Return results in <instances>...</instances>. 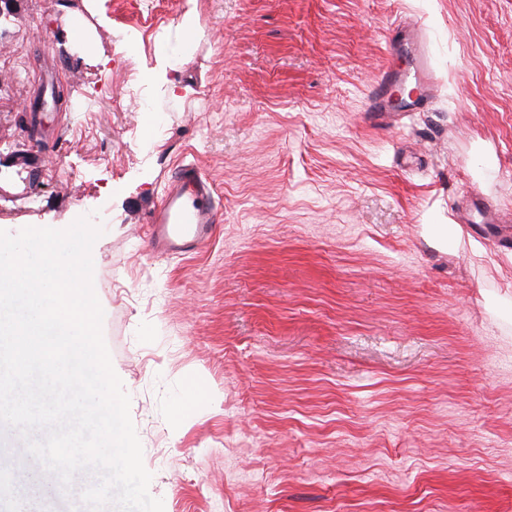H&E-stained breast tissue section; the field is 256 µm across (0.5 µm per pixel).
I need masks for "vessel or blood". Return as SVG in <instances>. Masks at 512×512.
Wrapping results in <instances>:
<instances>
[{"instance_id":"vessel-or-blood-1","label":"vessel or blood","mask_w":512,"mask_h":512,"mask_svg":"<svg viewBox=\"0 0 512 512\" xmlns=\"http://www.w3.org/2000/svg\"><path fill=\"white\" fill-rule=\"evenodd\" d=\"M407 41L412 47V63L420 76L422 88L404 102L405 111L417 112L428 103L432 94L433 65L419 29L407 32L390 31L387 42ZM398 75L386 70L374 92V109L392 111L394 88ZM217 202L211 182L192 165L182 166L172 177L161 205L150 218V239L163 251L187 253L210 240L216 231Z\"/></svg>"}]
</instances>
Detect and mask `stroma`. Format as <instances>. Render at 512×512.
I'll use <instances>...</instances> for the list:
<instances>
[{"label":"stroma","mask_w":512,"mask_h":512,"mask_svg":"<svg viewBox=\"0 0 512 512\" xmlns=\"http://www.w3.org/2000/svg\"><path fill=\"white\" fill-rule=\"evenodd\" d=\"M406 20L437 88L377 117ZM187 164L218 229L161 254ZM476 197L512 213V0H20L0 23V230L101 225L103 337L164 512H512V223ZM22 446L0 427V512H75Z\"/></svg>","instance_id":"stroma-1"}]
</instances>
